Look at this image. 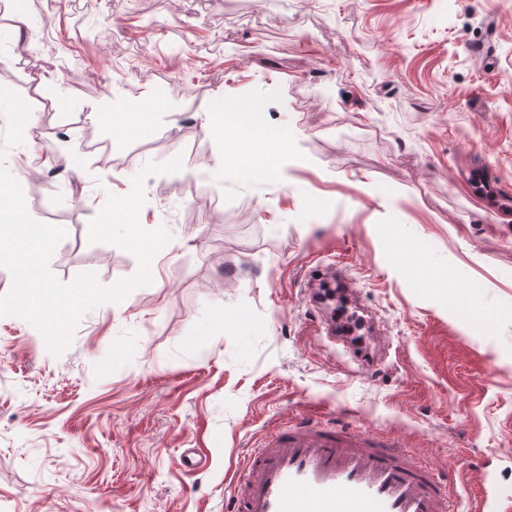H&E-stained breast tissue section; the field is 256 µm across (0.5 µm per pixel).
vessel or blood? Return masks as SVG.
Segmentation results:
<instances>
[{
  "label": "vessel or blood",
  "mask_w": 512,
  "mask_h": 512,
  "mask_svg": "<svg viewBox=\"0 0 512 512\" xmlns=\"http://www.w3.org/2000/svg\"><path fill=\"white\" fill-rule=\"evenodd\" d=\"M448 480L398 441L304 421L251 452L230 512H447Z\"/></svg>",
  "instance_id": "vessel-or-blood-1"
}]
</instances>
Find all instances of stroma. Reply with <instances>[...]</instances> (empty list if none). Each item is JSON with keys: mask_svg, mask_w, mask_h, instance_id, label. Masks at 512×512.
Listing matches in <instances>:
<instances>
[{"mask_svg": "<svg viewBox=\"0 0 512 512\" xmlns=\"http://www.w3.org/2000/svg\"><path fill=\"white\" fill-rule=\"evenodd\" d=\"M133 8L164 29L127 28ZM20 15L0 84L31 115L6 162L30 216L67 232L60 281L133 275L90 222L145 163L184 167L144 183L143 226L173 236L152 284L84 314L57 357L0 316V512H225L249 451L303 417L399 437L512 512V0H0V29ZM44 31L88 70L27 53ZM219 122L271 170L217 166ZM338 263L378 323L373 361L307 295Z\"/></svg>", "mask_w": 512, "mask_h": 512, "instance_id": "35a3bbf8", "label": "stroma"}]
</instances>
